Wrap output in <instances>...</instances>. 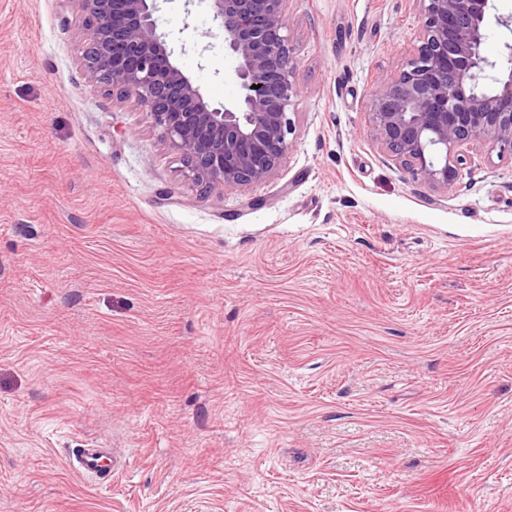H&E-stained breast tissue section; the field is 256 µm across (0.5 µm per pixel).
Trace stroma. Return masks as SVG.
<instances>
[{
  "instance_id": "stroma-1",
  "label": "stroma",
  "mask_w": 512,
  "mask_h": 512,
  "mask_svg": "<svg viewBox=\"0 0 512 512\" xmlns=\"http://www.w3.org/2000/svg\"><path fill=\"white\" fill-rule=\"evenodd\" d=\"M157 23L240 95L208 0ZM271 178L202 191L81 67L71 0H0V512H512V155L437 190L372 135L414 0H288ZM115 448L111 478L78 448Z\"/></svg>"
}]
</instances>
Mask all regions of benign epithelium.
<instances>
[{"label":"benign epithelium","mask_w":512,"mask_h":512,"mask_svg":"<svg viewBox=\"0 0 512 512\" xmlns=\"http://www.w3.org/2000/svg\"><path fill=\"white\" fill-rule=\"evenodd\" d=\"M70 2L83 14L88 79L142 108L194 184L237 191L276 173L290 149L298 97L286 0H210L242 90L231 104L209 100L176 64L169 35L158 30L159 0ZM414 2L418 44L371 91L370 125L412 177L446 189L471 144L512 155V42L495 59L482 53L495 0Z\"/></svg>","instance_id":"7a95c632"}]
</instances>
